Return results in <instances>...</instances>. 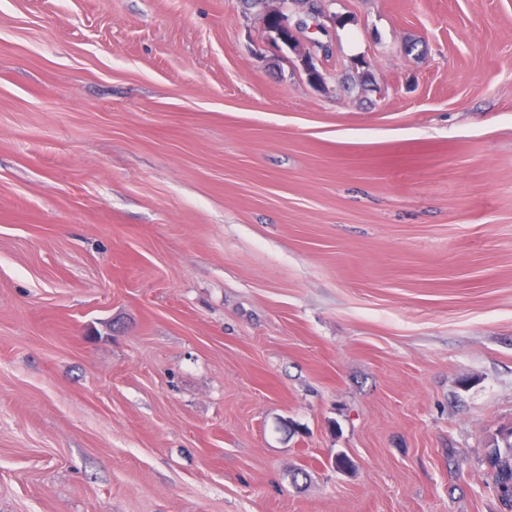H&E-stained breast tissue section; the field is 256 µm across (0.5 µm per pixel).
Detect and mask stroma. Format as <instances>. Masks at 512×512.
Returning <instances> with one entry per match:
<instances>
[{"label":"stroma","instance_id":"35a3bbf8","mask_svg":"<svg viewBox=\"0 0 512 512\" xmlns=\"http://www.w3.org/2000/svg\"><path fill=\"white\" fill-rule=\"evenodd\" d=\"M331 9L0 0V512H504L512 0ZM302 1L298 6H302L304 17L310 22V28L318 32H325L326 23H330L327 7L324 0H299ZM277 47L279 50H288L300 58L304 70L311 64L319 65L321 57L329 54L330 46L320 41H313L309 48H303L297 37L293 40L279 39ZM488 474L492 482L502 487L500 500L512 511V430L504 429L493 440L492 448L486 456Z\"/></svg>","mask_w":512,"mask_h":512}]
</instances>
